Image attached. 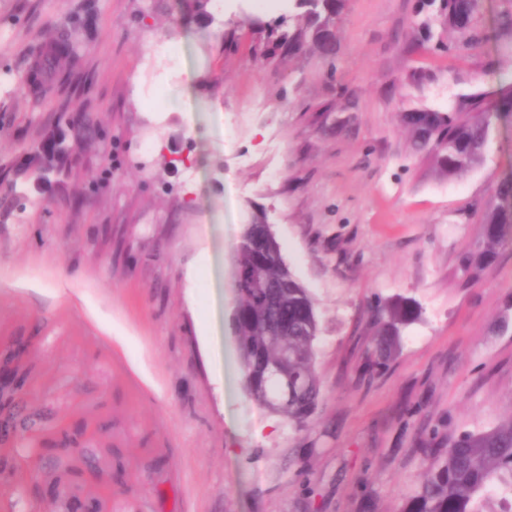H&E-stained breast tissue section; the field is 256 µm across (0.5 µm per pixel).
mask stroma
I'll return each mask as SVG.
<instances>
[{
    "label": "stroma",
    "mask_w": 512,
    "mask_h": 512,
    "mask_svg": "<svg viewBox=\"0 0 512 512\" xmlns=\"http://www.w3.org/2000/svg\"><path fill=\"white\" fill-rule=\"evenodd\" d=\"M145 0H0V175L57 127L15 77L41 34L73 20L85 49L60 97L103 126L63 184L19 180L0 207V343L31 341L22 406L47 432L83 438L99 481L68 496L39 459L37 512H401L421 441L447 444L512 414V241L486 269L492 190L512 173V125L483 163L445 180L410 153L400 112L512 82L486 42L432 53L440 0H348L332 60L256 56L240 0L223 19L144 14ZM178 34L187 112L145 94L143 52ZM271 224L317 303L323 400L300 432L251 400L231 316L226 240ZM417 320L370 369L369 310Z\"/></svg>",
    "instance_id": "1"
}]
</instances>
